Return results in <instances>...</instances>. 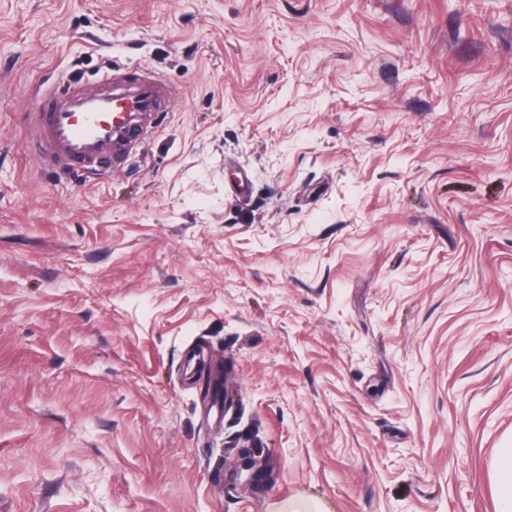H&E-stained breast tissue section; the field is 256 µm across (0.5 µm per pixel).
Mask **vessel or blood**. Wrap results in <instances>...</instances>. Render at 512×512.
<instances>
[{
    "label": "vessel or blood",
    "instance_id": "b4317fda",
    "mask_svg": "<svg viewBox=\"0 0 512 512\" xmlns=\"http://www.w3.org/2000/svg\"><path fill=\"white\" fill-rule=\"evenodd\" d=\"M167 81L149 69H108L99 82L65 81L44 95L28 130L44 171L81 180L131 163L169 105Z\"/></svg>",
    "mask_w": 512,
    "mask_h": 512
}]
</instances>
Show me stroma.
<instances>
[{
    "label": "stroma",
    "instance_id": "stroma-1",
    "mask_svg": "<svg viewBox=\"0 0 512 512\" xmlns=\"http://www.w3.org/2000/svg\"><path fill=\"white\" fill-rule=\"evenodd\" d=\"M111 65L143 154L41 173ZM511 446L512 0H0V512H512ZM167 81L148 68H109L97 83L67 78L45 94L28 130L42 169L72 181L131 163L169 105ZM256 453L262 454V450L257 448L252 454L249 452L240 453L238 459L229 466L232 481L236 482L244 475L245 485H251L259 477L260 467L257 466ZM276 512H328V510L323 503L298 495L281 503Z\"/></svg>",
    "mask_w": 512,
    "mask_h": 512
}]
</instances>
